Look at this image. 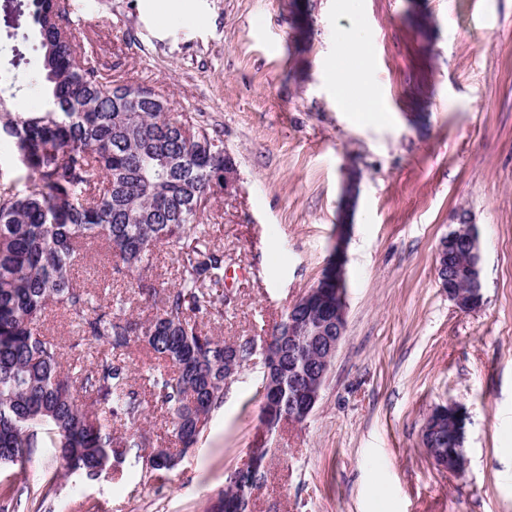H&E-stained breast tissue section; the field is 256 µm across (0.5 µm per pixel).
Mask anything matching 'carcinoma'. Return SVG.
Returning a JSON list of instances; mask_svg holds the SVG:
<instances>
[{
	"mask_svg": "<svg viewBox=\"0 0 512 512\" xmlns=\"http://www.w3.org/2000/svg\"><path fill=\"white\" fill-rule=\"evenodd\" d=\"M34 6L45 107L0 108V140L12 143L30 181L24 192L0 194V454L23 463L44 434L67 471L90 479L106 472L119 446L109 421L134 427L145 416L121 359L135 340L158 361L146 381L178 447L151 445V470L173 468L194 448L229 380L257 366L262 383L274 384L275 401L262 404L261 414L276 429L293 411L299 373L317 364L315 352L307 344L299 360L285 354L268 372L255 337L226 341L202 322L224 317L230 303L211 289L224 280V250L193 246L205 232L199 215L218 195L211 184L224 172V139L199 128L187 136L180 115L164 111L163 96L101 72L65 28L60 0ZM89 242L104 244L137 274L153 248L166 245L181 258L179 279L144 321L127 316L119 301L106 309L74 275ZM50 305L99 346L87 352L90 367L64 368L58 344L41 334ZM450 434L451 425L440 424L427 434L430 447L448 452ZM268 453L250 454L231 472L213 512H248L265 483Z\"/></svg>",
	"mask_w": 512,
	"mask_h": 512,
	"instance_id": "carcinoma-1",
	"label": "carcinoma"
}]
</instances>
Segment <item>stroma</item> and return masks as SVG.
Masks as SVG:
<instances>
[{
    "mask_svg": "<svg viewBox=\"0 0 512 512\" xmlns=\"http://www.w3.org/2000/svg\"><path fill=\"white\" fill-rule=\"evenodd\" d=\"M76 41L103 71L154 89L190 125L217 129L239 189L200 216V246L220 247L232 297L209 330L270 335L332 257L348 173L359 177L345 259L347 330L321 399L303 423L268 432L257 372L229 386L196 448L150 471L124 445L118 472H66L47 439L24 467L0 465V506L15 512H207L227 475L266 448L267 481L248 512H512V0H77ZM32 0H0V80L25 81L44 107L39 59L23 35ZM386 108L368 118L336 99L332 66ZM467 214L480 240L484 303L457 309L439 286L436 249ZM98 303L135 317L153 298L116 261L89 251L75 269ZM40 329L78 364L91 337L55 309ZM468 415L466 470L431 461L426 415Z\"/></svg>",
    "mask_w": 512,
    "mask_h": 512,
    "instance_id": "stroma-1",
    "label": "stroma"
}]
</instances>
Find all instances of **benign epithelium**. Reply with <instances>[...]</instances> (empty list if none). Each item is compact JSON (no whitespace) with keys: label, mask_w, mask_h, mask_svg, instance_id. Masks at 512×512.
Returning <instances> with one entry per match:
<instances>
[{"label":"benign epithelium","mask_w":512,"mask_h":512,"mask_svg":"<svg viewBox=\"0 0 512 512\" xmlns=\"http://www.w3.org/2000/svg\"><path fill=\"white\" fill-rule=\"evenodd\" d=\"M238 169L233 154L224 151V194L230 195L238 186ZM357 177L350 176L343 187V219L351 218L357 200ZM345 227L340 225L333 250V260L327 276L321 278L288 310V321L282 324L275 336L265 342L264 356L278 364L283 342L279 336L288 337V352L309 343L319 352L320 366L311 369L305 376L302 393L305 396L301 408L289 416V420L300 423L307 419L319 401L326 383L332 361L346 333V268ZM437 270L446 271L440 276V287L448 294L455 306L466 312L479 309L483 304L480 246L475 225L461 219L444 237L437 250ZM448 416L453 424L456 452L445 461L434 457V464L452 474L464 472L467 458L463 449L465 439V414L457 406H439L430 411L423 425V433L429 432L433 418Z\"/></svg>","instance_id":"1"}]
</instances>
